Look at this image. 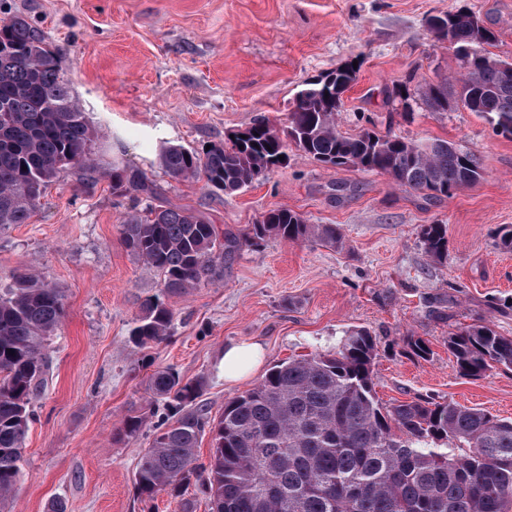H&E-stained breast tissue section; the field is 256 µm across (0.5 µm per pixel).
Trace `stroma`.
Here are the masks:
<instances>
[{"label": "stroma", "instance_id": "35a3bbf8", "mask_svg": "<svg viewBox=\"0 0 512 512\" xmlns=\"http://www.w3.org/2000/svg\"><path fill=\"white\" fill-rule=\"evenodd\" d=\"M466 7L498 35L494 54L512 62V0H0L59 51L97 136L94 179L60 173L26 224L0 228V289L24 273L65 294L51 341L48 381L32 403L13 512H208L196 485L181 496L141 500L134 474L147 431L114 441L126 416L148 427L154 370L203 383L211 412L292 357L335 349L345 331L376 336L375 390L385 403L431 398L512 418V370L478 379L456 372L450 333L485 325L512 336V251L496 231L512 225V139L453 106L432 112L416 89L460 72L454 53L426 27L429 16ZM348 61L357 81L343 97L342 132L369 127L416 141L445 140L473 152L483 179L428 198L388 176L330 168L289 150L286 166L234 194L164 174L162 146L201 150L265 117L283 125L297 93ZM406 86L409 100L396 90ZM143 173L149 191L117 195L114 168ZM345 192H336V185ZM190 209L241 240L268 211L338 225L342 244L269 238L241 243L224 279L168 296L172 334L137 348L131 331L160 276L125 247L120 225L146 207ZM448 227V257L425 253L421 228ZM425 340L420 358L408 337ZM254 340L265 358L250 377L224 380V347Z\"/></svg>", "mask_w": 512, "mask_h": 512}]
</instances>
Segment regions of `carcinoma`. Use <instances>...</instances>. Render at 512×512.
<instances>
[{
    "label": "carcinoma",
    "mask_w": 512,
    "mask_h": 512,
    "mask_svg": "<svg viewBox=\"0 0 512 512\" xmlns=\"http://www.w3.org/2000/svg\"><path fill=\"white\" fill-rule=\"evenodd\" d=\"M476 20L460 8L433 15L427 24L450 36L464 69L456 103L512 138V64L489 51L496 32L475 28ZM356 72L346 64L308 83L281 128L257 119L243 136L208 150L169 145L160 152V165L174 180L201 179L225 194L283 166L279 156L290 145L327 167L381 173L427 197H448L483 179L476 156L445 140L340 132L342 94ZM419 97L433 112L448 111V81L425 86ZM94 138L61 58L42 31L23 16L0 17V226L28 223L44 189L65 168L91 175ZM146 187L144 175L112 170L114 193ZM121 235L131 253L163 276L169 294L220 280L215 252L228 256L237 248L236 240L185 209L149 207L128 216ZM272 236L342 244L337 225L308 224L288 209L263 216L245 241ZM421 236L428 257L447 259L448 225L425 224ZM64 314L61 292L31 274L0 292V512H11L31 400L46 380L49 341ZM172 321L163 297L147 300L132 330L134 343L165 340ZM448 352L463 377L512 369V337L484 325L450 334ZM377 356L376 337L349 330L336 351L273 367L216 415L197 402L202 381H185L170 368L155 370L150 398L164 402L167 414L141 456L138 495L179 496L194 481L209 512H512V420L452 402L384 403L375 391ZM144 425V417L129 415L115 438H136ZM205 433L212 446L207 463L199 464L196 449Z\"/></svg>",
    "instance_id": "carcinoma-1"
}]
</instances>
